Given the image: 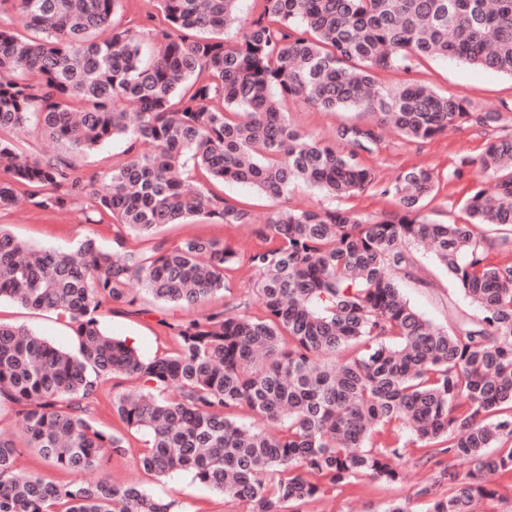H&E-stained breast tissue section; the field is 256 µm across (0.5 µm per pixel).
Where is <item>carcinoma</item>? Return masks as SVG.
<instances>
[{"label":"carcinoma","instance_id":"1","mask_svg":"<svg viewBox=\"0 0 512 512\" xmlns=\"http://www.w3.org/2000/svg\"><path fill=\"white\" fill-rule=\"evenodd\" d=\"M154 2L158 14L137 20L122 0H0V14L15 13L0 22V210L21 192L48 211L83 202L152 242L108 249L84 237L64 251L0 226V300L55 314L77 339L64 350L0 322V397L18 406L28 447L73 476L61 485L20 470L0 432V512H176L177 500L136 484L81 478L125 452L126 436L89 416L120 377L137 382L112 397L127 432L146 437L136 464L189 473L249 512H299L365 476L396 484L411 440L429 448L432 484L447 486L425 512H475L496 497L489 475L512 474V264L493 262L476 232L512 227V137L476 159L482 182L462 224L423 214L438 179L413 166L383 190L399 208L387 219L277 208L246 253L199 236L169 244L161 232L198 216L251 223L209 183L249 184L274 201L300 182L337 198L373 183L357 157L378 148L375 128L342 125L339 150L288 121V98L371 112L413 140L465 119L497 123L461 96L387 89L379 74L422 58L512 74V0H258L249 22L238 0ZM31 131L73 153L122 138L127 157L100 177L22 151ZM410 244L430 250L471 306L447 327L403 294ZM241 263L256 274L260 313L245 300L192 314ZM132 281L187 312L165 323L174 352L146 359L101 328L102 306L136 302ZM239 407L277 433L236 422Z\"/></svg>","mask_w":512,"mask_h":512}]
</instances>
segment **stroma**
Masks as SVG:
<instances>
[{"instance_id":"1","label":"stroma","mask_w":512,"mask_h":512,"mask_svg":"<svg viewBox=\"0 0 512 512\" xmlns=\"http://www.w3.org/2000/svg\"><path fill=\"white\" fill-rule=\"evenodd\" d=\"M402 82L427 84L438 92L465 97L475 111L499 113L500 120L491 126L465 122L428 140H411L390 126H382L379 148L371 154H360L358 158L360 164L374 173L371 187L354 197L338 200L300 183L280 204L292 210L342 207L362 217L380 220L397 210L395 200L383 195V187L392 183L403 169L416 166L434 169L439 174L437 193L427 200L425 214L439 224L465 221L462 204L476 185L474 159L487 143L512 136V75L455 60L426 58L416 62L409 71L384 76L386 86ZM284 110L292 125L328 141L335 140L336 130L341 125L376 121L375 116L367 112H320L292 100L285 102ZM0 225L7 226L24 243L37 247L65 248L86 235L96 237L108 248L114 247L119 239L129 248L143 245L141 239L131 234L117 237L111 218L89 224L85 221L83 207L44 211L34 207L23 194L14 207L0 211ZM256 230L253 224H222L204 219L192 224L166 225L163 235L168 241L176 242L184 235L196 234L223 240L236 248H251L259 243ZM415 256L417 273L406 281L405 294L427 319L448 325L453 310L467 308L468 303L455 289L447 272L438 267L429 254L419 249ZM98 319L108 334L126 340L143 356H161L175 347L169 333L159 325L157 314L140 315L129 307L114 311L104 307L99 310ZM0 321L32 329L64 349L75 345L74 333L64 321L13 301L0 302ZM143 446L142 435H130L126 452L111 455L101 472H90V479H97L103 473L116 480L138 484L161 498L177 496L181 512H246L244 502L203 488L194 483L189 474L159 478L140 470L134 458ZM425 453L421 443L408 445L403 479L399 484L389 485L363 477L337 491L335 496L303 505L301 512H375L376 508L397 498L408 500L412 512H424L426 500L418 496L417 490L430 474L429 467L420 463Z\"/></svg>"}]
</instances>
